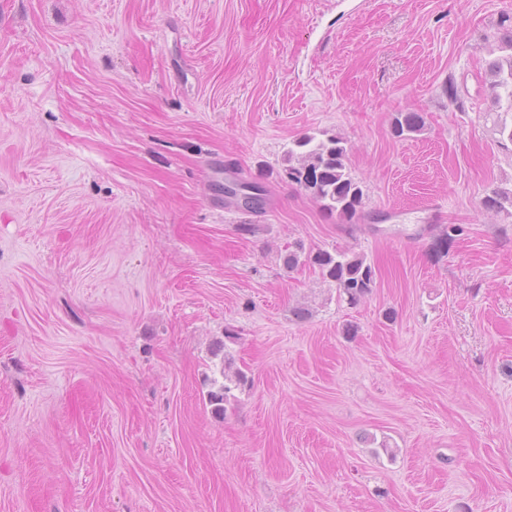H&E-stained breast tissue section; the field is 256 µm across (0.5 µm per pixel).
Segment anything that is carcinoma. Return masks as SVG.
<instances>
[{"label":"carcinoma","instance_id":"obj_1","mask_svg":"<svg viewBox=\"0 0 512 512\" xmlns=\"http://www.w3.org/2000/svg\"><path fill=\"white\" fill-rule=\"evenodd\" d=\"M499 55L487 65L488 82L486 91L496 113L493 131L502 147L512 144V124L503 115H512V17H501L494 35ZM424 117L418 112H400L394 118L391 130L397 138H407L423 131ZM347 147L343 138L331 135L317 138L304 135L293 141L284 158L282 172L289 183L297 185L309 197L320 203L322 208L338 218L351 222L358 218L365 207L364 191L351 176L346 165ZM483 209L507 212L512 209V190H494L481 201ZM284 265L292 272L309 266L318 271L325 281L336 284L339 297L350 304L360 302L371 292L375 270L367 256L353 249L334 253L319 250L305 251L297 243L284 256ZM236 335L232 330L224 332V342L220 343L214 355H222L219 374L222 383L212 380L216 389L207 393V399L215 412L222 415L228 411L233 391L243 390L251 385L248 372L238 367L226 342H233Z\"/></svg>","mask_w":512,"mask_h":512}]
</instances>
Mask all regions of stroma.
<instances>
[{"mask_svg":"<svg viewBox=\"0 0 512 512\" xmlns=\"http://www.w3.org/2000/svg\"><path fill=\"white\" fill-rule=\"evenodd\" d=\"M506 12L0 0V512H512V215L481 207L512 189L485 119ZM325 132L353 227L282 175ZM297 242L365 253L372 292L288 272ZM228 328L253 383L222 417ZM425 127L424 117L418 112H400L394 118L391 130L397 138H407L418 134Z\"/></svg>","mask_w":512,"mask_h":512,"instance_id":"stroma-1","label":"stroma"}]
</instances>
